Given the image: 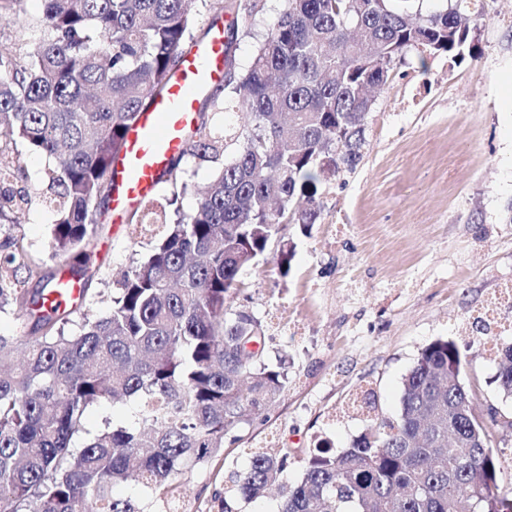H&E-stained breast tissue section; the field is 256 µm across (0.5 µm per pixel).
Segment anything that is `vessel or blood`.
Wrapping results in <instances>:
<instances>
[{"label": "vessel or blood", "mask_w": 512, "mask_h": 512, "mask_svg": "<svg viewBox=\"0 0 512 512\" xmlns=\"http://www.w3.org/2000/svg\"><path fill=\"white\" fill-rule=\"evenodd\" d=\"M224 38L223 32H215L210 41L186 54L171 73L165 93L141 112L129 131L112 168L114 223H123L141 197L158 189L170 160L185 149L199 98L223 75Z\"/></svg>", "instance_id": "b4317fda"}]
</instances>
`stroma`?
<instances>
[{
	"label": "stroma",
	"instance_id": "35a3bbf8",
	"mask_svg": "<svg viewBox=\"0 0 512 512\" xmlns=\"http://www.w3.org/2000/svg\"><path fill=\"white\" fill-rule=\"evenodd\" d=\"M457 3L486 18L474 33L479 58L455 63L407 49L374 93L357 168L322 188L309 235L286 228L296 243L288 276L270 263L243 271L250 288L236 305L266 325L268 358L288 356L290 382L240 441L174 484L179 512H275L279 492L246 503L231 489L251 452L291 450L285 480L299 481L313 448H347L375 421L395 418L404 375L440 337L466 357L476 413L512 416L476 317L512 279V0H413L412 8L429 14ZM281 9V0H264L261 12L239 14V69L254 54L246 28L273 24ZM54 219L37 198L0 237L21 231L52 269ZM100 222L99 277L110 284L148 245L132 225L113 229L111 208Z\"/></svg>",
	"mask_w": 512,
	"mask_h": 512
}]
</instances>
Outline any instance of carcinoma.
<instances>
[{
  "instance_id": "cac0c4a2",
  "label": "carcinoma",
  "mask_w": 512,
  "mask_h": 512,
  "mask_svg": "<svg viewBox=\"0 0 512 512\" xmlns=\"http://www.w3.org/2000/svg\"><path fill=\"white\" fill-rule=\"evenodd\" d=\"M0 0V19L19 28L0 50V223L31 198L8 178L27 156H45L41 194L55 219L48 250L103 314H77L49 298L61 276L36 259L22 233L0 241V313L32 336H0V512H146L116 495L135 482L166 503L171 483L207 462L255 421L288 385V363L266 356L262 321L233 306L240 273L268 258L287 276L290 224L321 215L323 184L362 158L368 91L386 85L409 47L457 62L478 54L483 17L454 8L422 15L411 0H283L257 37L253 61L237 69L225 44L223 82L199 111L186 154L217 167L196 208L171 219L189 184L180 160L167 194L148 196L128 223L150 237L148 252L110 292L91 287L112 165L137 114L160 94L194 43L190 0ZM201 8L253 15L262 0H198ZM40 32L29 44L23 33ZM234 110L240 126L215 122ZM22 149H16V145ZM41 287L28 288L31 280ZM77 329L70 330L68 326ZM456 344L426 345L404 376L394 419L341 451L316 448L300 481L283 488L289 455L254 452L235 475L247 502L281 488L278 512H512L498 493L497 436L512 429L475 413ZM496 382L512 397V343L497 348ZM136 405L130 425L94 407Z\"/></svg>"
}]
</instances>
